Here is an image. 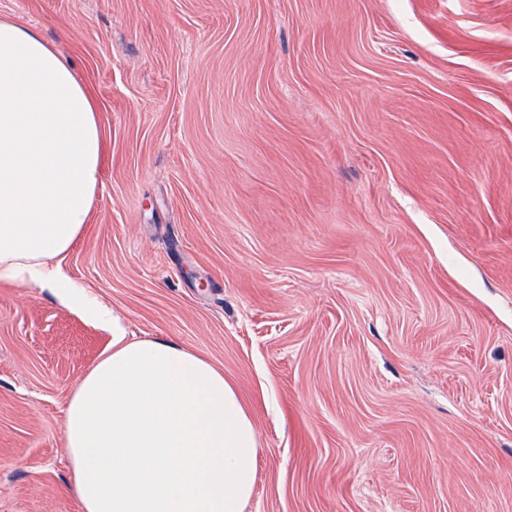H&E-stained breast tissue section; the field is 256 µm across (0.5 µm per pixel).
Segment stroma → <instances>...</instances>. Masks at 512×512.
<instances>
[{"instance_id":"35a3bbf8","label":"stroma","mask_w":512,"mask_h":512,"mask_svg":"<svg viewBox=\"0 0 512 512\" xmlns=\"http://www.w3.org/2000/svg\"><path fill=\"white\" fill-rule=\"evenodd\" d=\"M102 106L62 264L251 411L245 512H512V0H0ZM108 335L0 282V512H79Z\"/></svg>"}]
</instances>
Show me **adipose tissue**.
<instances>
[{"instance_id":"1","label":"adipose tissue","mask_w":512,"mask_h":512,"mask_svg":"<svg viewBox=\"0 0 512 512\" xmlns=\"http://www.w3.org/2000/svg\"><path fill=\"white\" fill-rule=\"evenodd\" d=\"M106 160L95 94L34 28L0 19V282L29 281L108 332L63 428L81 512H244L257 441L223 370L136 339L62 262L91 220Z\"/></svg>"}]
</instances>
